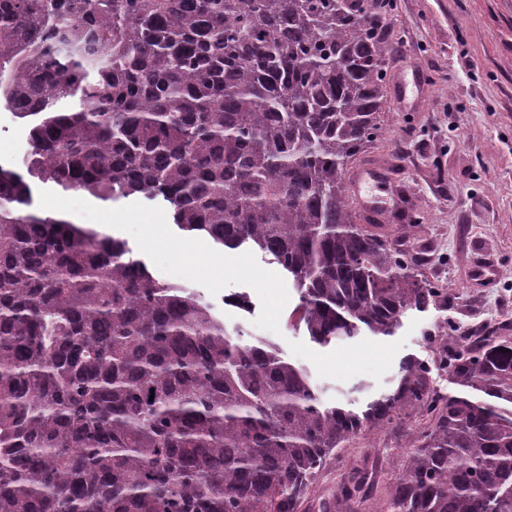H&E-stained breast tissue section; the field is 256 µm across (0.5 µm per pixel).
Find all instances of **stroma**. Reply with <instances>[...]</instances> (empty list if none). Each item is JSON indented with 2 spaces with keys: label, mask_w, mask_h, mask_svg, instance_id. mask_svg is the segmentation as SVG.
I'll list each match as a JSON object with an SVG mask.
<instances>
[{
  "label": "stroma",
  "mask_w": 512,
  "mask_h": 512,
  "mask_svg": "<svg viewBox=\"0 0 512 512\" xmlns=\"http://www.w3.org/2000/svg\"><path fill=\"white\" fill-rule=\"evenodd\" d=\"M391 25L401 38L385 63L382 133L356 166L394 174L412 219L397 247L448 291L447 301L409 311L394 335L314 343L293 323L299 295L284 270L260 250L180 231L163 200L104 202L47 182L32 187L33 212L124 240L156 280L193 289L228 330L273 343L305 368L326 404L364 410L395 387L408 358L429 365L440 392L457 394L432 333L450 326L452 349L492 330L512 336V0H396ZM27 150V123L0 109V165L23 171ZM426 425L403 417L355 436L327 460L299 512H320V497L356 468L370 472L377 504L408 434Z\"/></svg>",
  "instance_id": "35a3bbf8"
}]
</instances>
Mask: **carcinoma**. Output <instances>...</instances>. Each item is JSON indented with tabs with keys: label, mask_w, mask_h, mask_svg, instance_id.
Returning a JSON list of instances; mask_svg holds the SVG:
<instances>
[{
	"label": "carcinoma",
	"mask_w": 512,
	"mask_h": 512,
	"mask_svg": "<svg viewBox=\"0 0 512 512\" xmlns=\"http://www.w3.org/2000/svg\"><path fill=\"white\" fill-rule=\"evenodd\" d=\"M375 2L0 0V107L30 125L25 172L0 165V512H299L402 414L429 426L378 512H512V336L443 345L458 395L413 359L365 411L329 406L125 241L29 211L37 181L160 197L180 230L271 255L314 342L393 335L447 293L349 204L392 50ZM366 485L322 512H368Z\"/></svg>",
	"instance_id": "cac0c4a2"
}]
</instances>
